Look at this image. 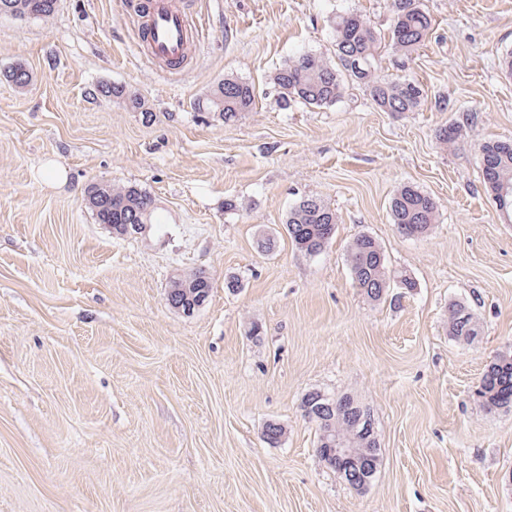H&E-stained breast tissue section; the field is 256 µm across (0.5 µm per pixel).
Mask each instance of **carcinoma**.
<instances>
[{
    "instance_id": "1",
    "label": "carcinoma",
    "mask_w": 512,
    "mask_h": 512,
    "mask_svg": "<svg viewBox=\"0 0 512 512\" xmlns=\"http://www.w3.org/2000/svg\"><path fill=\"white\" fill-rule=\"evenodd\" d=\"M58 0H0V15L19 19L48 18L57 9ZM393 17L388 32V46L393 52L409 57L429 42L434 30L433 19L420 7L419 0H392ZM336 63L311 53L288 58L274 73L272 83L278 91V103L284 110L296 103L310 107L330 106L343 98L346 83L351 81L365 88L375 106L382 112L417 111L424 99L421 85L410 78L380 79L375 76L381 57L382 38L371 21L361 14L346 13L333 24ZM4 77L18 88L27 87L31 73L19 65ZM98 95L124 104L151 119L153 112L147 103L127 86L102 84ZM253 84L234 77L219 80L209 94L194 104L197 117L220 120L228 125L238 121L245 112L253 110L256 102ZM482 155L495 161L497 178L483 174L484 184L496 191L497 182L512 183V140H489L482 145ZM85 194L92 211L101 210L112 216V233L132 237L136 231L127 230L131 224H151L154 201L135 186H115L92 182ZM390 213L398 231L410 237L428 234L437 220L433 199L412 184L401 186L390 201ZM336 211L321 198L313 195L299 197L289 207L286 227L291 242L302 252L321 254L336 231ZM347 262L356 287L372 301L381 300L391 288L411 293L416 288L412 277L393 272L387 266L380 243L371 235H357L348 248ZM212 291L210 276L196 270L173 276L167 293L189 300L208 301ZM480 334L477 317L461 302L448 307V335L458 341L472 342ZM477 398L490 411H512V353H504L485 370ZM305 418L317 427L316 454L329 447L336 437L344 439L347 447L359 448L381 462L374 415L370 408L351 394L330 395L320 390L308 392L301 402Z\"/></svg>"
}]
</instances>
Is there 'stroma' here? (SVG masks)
<instances>
[{
	"label": "stroma",
	"instance_id": "35a3bbf8",
	"mask_svg": "<svg viewBox=\"0 0 512 512\" xmlns=\"http://www.w3.org/2000/svg\"><path fill=\"white\" fill-rule=\"evenodd\" d=\"M128 2L0 15V512H512V412L476 398L512 352V223L480 152L512 139L499 66L512 0H420L430 42L408 60L384 49L376 71L425 91L398 116L355 83L332 106L284 110L272 84L296 54L333 59L336 15L387 32L391 0H195L207 27L179 76L136 49ZM17 65L33 76L23 89L4 78ZM227 76L255 85L253 111L196 119L195 100ZM105 83L137 90L153 120L93 97ZM452 124L446 147L437 131ZM53 163L64 179L46 177ZM97 181L147 192L157 224L128 239L95 223ZM406 183L437 205L426 237L391 220ZM303 195L338 216L316 256L286 231ZM360 233L412 293L373 302L356 288L347 248ZM200 269L206 305L171 308L170 277ZM455 301L479 321L472 343L448 334ZM314 389L373 412L381 465L366 490L317 457L300 408ZM272 421L286 431L274 446Z\"/></svg>",
	"mask_w": 512,
	"mask_h": 512
}]
</instances>
